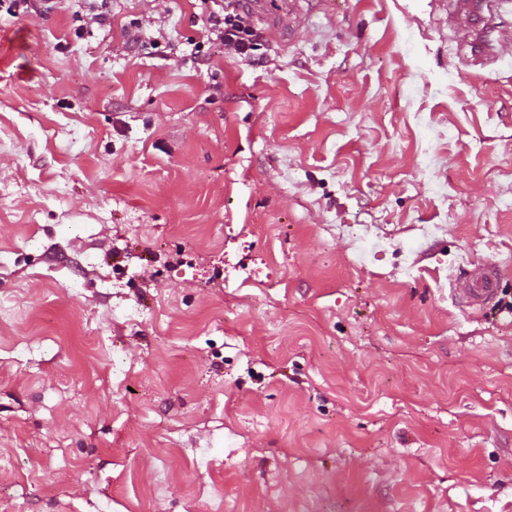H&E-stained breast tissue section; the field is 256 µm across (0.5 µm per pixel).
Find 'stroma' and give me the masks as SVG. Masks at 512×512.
<instances>
[{"label":"stroma","mask_w":512,"mask_h":512,"mask_svg":"<svg viewBox=\"0 0 512 512\" xmlns=\"http://www.w3.org/2000/svg\"><path fill=\"white\" fill-rule=\"evenodd\" d=\"M297 2L0 0V512H512V13ZM86 13L84 17L99 25L110 22L112 15V0H85ZM83 15L78 16L76 21L85 22ZM204 1L212 3L207 16L208 40L223 44L224 49L245 59L255 60V51L262 45L264 36L249 22L241 6L242 0ZM498 282V266L494 263L478 264L457 283L454 291L465 307H482L493 299Z\"/></svg>","instance_id":"1"}]
</instances>
